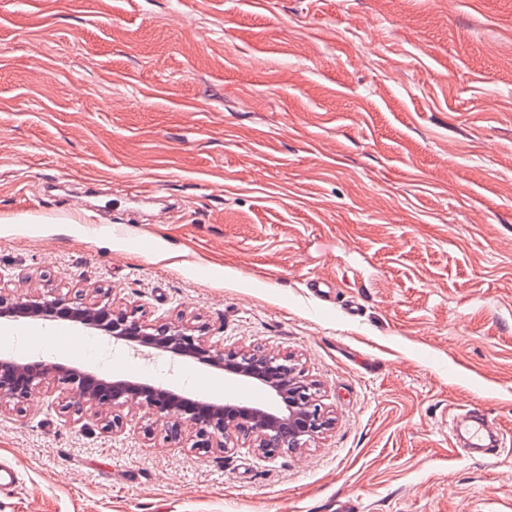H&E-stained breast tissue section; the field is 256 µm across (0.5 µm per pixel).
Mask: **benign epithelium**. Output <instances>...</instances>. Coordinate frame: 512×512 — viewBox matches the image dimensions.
<instances>
[{"label":"benign epithelium","mask_w":512,"mask_h":512,"mask_svg":"<svg viewBox=\"0 0 512 512\" xmlns=\"http://www.w3.org/2000/svg\"><path fill=\"white\" fill-rule=\"evenodd\" d=\"M70 322L100 331L136 352L162 351L222 369L230 377L252 379L267 387L272 406L241 399L209 401L145 381L108 380L96 373L43 360L0 357V409L22 410L33 393L54 384L65 396L64 412L104 419L105 427L121 433L138 411L152 420L145 436L166 445L208 453L214 448H250L272 459L307 447L332 426L315 384L309 382L292 355L255 346L224 349L209 328L183 317L148 322L137 311L110 300L103 288H83L75 297L41 294L27 288L0 289V320Z\"/></svg>","instance_id":"1"}]
</instances>
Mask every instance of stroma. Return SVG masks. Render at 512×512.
<instances>
[{
    "mask_svg": "<svg viewBox=\"0 0 512 512\" xmlns=\"http://www.w3.org/2000/svg\"><path fill=\"white\" fill-rule=\"evenodd\" d=\"M22 284L289 353L334 424L199 454L43 389L0 412V512H512V0H0V286ZM102 349L57 360L271 401ZM460 404L503 447H460Z\"/></svg>",
    "mask_w": 512,
    "mask_h": 512,
    "instance_id": "obj_1",
    "label": "stroma"
}]
</instances>
